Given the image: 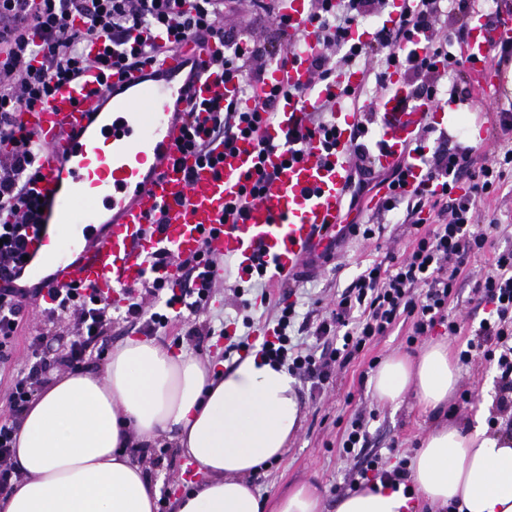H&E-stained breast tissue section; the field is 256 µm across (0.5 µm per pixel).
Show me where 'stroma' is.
<instances>
[{
    "label": "stroma",
    "mask_w": 512,
    "mask_h": 512,
    "mask_svg": "<svg viewBox=\"0 0 512 512\" xmlns=\"http://www.w3.org/2000/svg\"><path fill=\"white\" fill-rule=\"evenodd\" d=\"M512 61L495 67L494 83L480 97H467L457 101L456 111L473 116V125L460 124L448 133L449 144L459 142L473 144L475 162H482L484 152L493 138V129L485 115L487 106L501 110H512V91L507 90V72ZM479 126V139H472L471 126ZM408 224L387 225L379 238L365 241L349 239L342 248L341 266L338 270H325L317 278L301 283L297 298L302 302L321 301L328 305L337 293L349 286L360 271L364 260L384 259L388 249L404 248L413 235ZM235 310L225 298L223 289H216L206 312L188 316L183 321L157 329L155 339L178 351H185L203 364L220 367L224 364L225 340L222 329L230 328ZM23 327L8 348L12 368L24 365L32 336L44 334V343L50 346L55 357L66 354L72 340V332L62 324L49 323L37 311L26 312ZM404 327H397L391 336L372 347L369 356L359 357L339 373L333 382L324 388H314L312 382H298L297 387L303 403V418L296 436L289 444L287 456L273 462L255 485L264 495H277L288 487L312 481L322 495L325 512H336V486L342 483L351 469L361 467L362 459L347 460L339 455L342 433L362 408H377L378 416L368 427V453H386L391 444L412 453L419 448L432 426L446 420L468 428L475 426L477 418H490L496 414L497 376L495 366L476 361L459 369L458 386L470 389L475 395L471 405L462 414L449 416L447 411L423 410L414 395H406L396 405L379 401L373 394L370 381L375 374L369 366L370 357L386 359L393 353L407 351ZM148 473L161 484L164 500L186 487L192 479L194 468L176 448L174 442L160 441L151 451Z\"/></svg>",
    "instance_id": "stroma-1"
}]
</instances>
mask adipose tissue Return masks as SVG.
Wrapping results in <instances>:
<instances>
[{
	"instance_id": "1",
	"label": "adipose tissue",
	"mask_w": 512,
	"mask_h": 512,
	"mask_svg": "<svg viewBox=\"0 0 512 512\" xmlns=\"http://www.w3.org/2000/svg\"><path fill=\"white\" fill-rule=\"evenodd\" d=\"M458 382L447 345L387 358L371 379L374 396L400 403L414 392L445 408ZM294 377L249 356L216 370L153 339H127L104 370H74L46 384L19 420V472L0 493V512H156L160 497L129 449L166 438L196 464L199 480L172 512H324L308 482L274 497L252 478L281 459L300 427ZM413 495L374 481L338 498L336 512H412L457 503L459 512H512V436L435 426L414 454Z\"/></svg>"
}]
</instances>
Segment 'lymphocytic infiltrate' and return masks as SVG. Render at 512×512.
<instances>
[{
	"instance_id": "obj_1",
	"label": "lymphocytic infiltrate",
	"mask_w": 512,
	"mask_h": 512,
	"mask_svg": "<svg viewBox=\"0 0 512 512\" xmlns=\"http://www.w3.org/2000/svg\"><path fill=\"white\" fill-rule=\"evenodd\" d=\"M249 2L281 34L278 45L226 35L224 0H0V280L9 277L19 261L22 229L36 211L28 186L37 173L39 146L21 123V113L45 103L59 86L78 78L88 67H95L107 82L113 73L151 64L161 51L195 34L213 37L219 46L212 58L214 71L236 84L242 98L253 99V89L264 80L269 65L287 63L305 39L288 36L289 20L278 15L274 0ZM390 6V0H310L307 21L318 46L312 60V84L329 85L349 70L361 72L364 79L362 86L345 92L346 107L358 116L360 137L350 153L348 206L358 208L374 189H388L367 223L346 225L336 239H374L378 226L396 216L415 230L403 254L363 266L337 294L330 310L314 305L301 314L295 303L269 301V315L275 321L272 333L255 336L245 288L237 282L227 283L225 276H214L216 259L203 252L180 259L183 278L168 286L157 275L169 263L168 254L160 253L150 262L151 275L139 300L128 302L124 317L143 322L153 331L167 326L171 316L205 311L214 289L228 287L245 332L225 345V357L252 353L271 365L285 367L292 376L313 379L322 386L398 324H407L410 345L438 326L445 327L449 336L460 335L461 326L448 307L458 296L471 257L488 251L491 270L472 287L484 316L461 348L459 361L467 366L480 358L496 366L497 409L506 414L505 430L511 433L512 248H495L494 227L481 223L480 218L483 208L502 191L506 172L512 169V113H491V124L501 135L483 164H475L474 147L449 146L446 136L436 135L427 121L418 129L413 146L423 156L426 180L409 184L408 170L401 163L384 171L373 169L364 139L378 122L377 96L387 93L394 75L414 81L411 102L429 104L434 110L448 103L442 92L445 82L467 77L462 58L452 51L465 41L466 27L445 33L440 26L455 14L467 13L470 0H403L391 26L383 22ZM370 17L379 20L370 39L356 38L360 23ZM421 32L430 33V40L413 47V36ZM304 95L295 86H276L247 109L217 100L191 104L186 112L190 128L185 146L201 160L214 163L209 139L228 143L236 136L251 135L273 120L278 99ZM201 111L210 124L205 140L195 126ZM312 137L318 138L325 155L335 154V95H327L307 113L303 130L276 143L260 142L259 148L264 152L277 148L298 158ZM432 138L437 145L430 151L426 144ZM463 181L468 184L464 190L459 187ZM427 212L433 213L432 222H425ZM34 296L26 288L0 287V337L14 336ZM51 299L44 316L51 320L74 317L76 334L65 356L52 364L41 351V336H34L24 368L10 377L8 412L0 416V489L14 476L10 456L17 418L44 384L46 373L84 361L112 323L108 306L94 296L67 289L52 293ZM408 464L405 456H374L365 467L349 473L344 487L353 491L372 478L408 483Z\"/></svg>"
}]
</instances>
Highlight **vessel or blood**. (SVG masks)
<instances>
[{"label":"vessel or blood","instance_id":"1","mask_svg":"<svg viewBox=\"0 0 512 512\" xmlns=\"http://www.w3.org/2000/svg\"><path fill=\"white\" fill-rule=\"evenodd\" d=\"M510 36V28L490 26L479 15L472 19L460 54L475 85L489 88L490 49ZM307 44V51L269 69L255 87L261 97L276 85L297 86L305 89L304 99L279 100L275 123L231 147L213 142L220 159L214 167L186 149L183 111L191 98L221 96L236 103L240 93L236 84L210 71L217 45L208 36L184 41L142 70L113 76L108 88L99 85L96 70H87L82 80L59 87L44 106L23 113L41 146L30 190L44 208L23 231L25 277L46 296L74 289L121 306L143 284L149 257L160 251L233 256L245 272L259 257L274 275L296 272L311 253L322 252L328 231L342 219L355 118L337 122L336 154L327 163L315 139L293 161L276 151L260 153L258 146L260 139L276 141L302 126L316 100L361 81L360 72L345 71L333 88L308 91L315 36H308ZM407 94L396 82L380 101L383 125L370 162L377 169L405 163L414 185L426 177L412 149L423 114L399 109ZM261 170L271 176L262 195L238 223L225 222V205L241 196L247 176ZM65 225L79 227L81 240L51 252Z\"/></svg>","mask_w":512,"mask_h":512}]
</instances>
